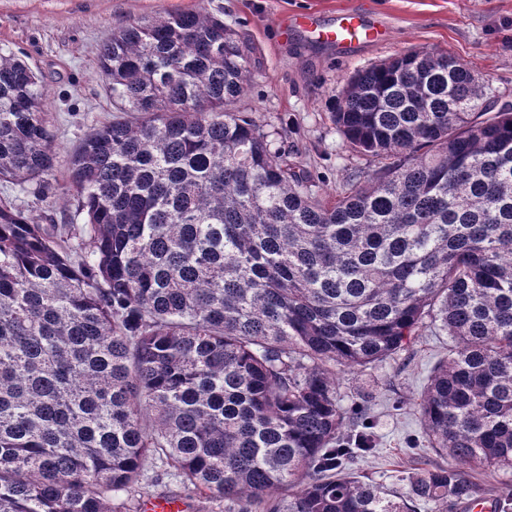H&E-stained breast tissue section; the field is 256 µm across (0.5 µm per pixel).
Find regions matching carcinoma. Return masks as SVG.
I'll list each match as a JSON object with an SVG mask.
<instances>
[{
	"mask_svg": "<svg viewBox=\"0 0 512 512\" xmlns=\"http://www.w3.org/2000/svg\"><path fill=\"white\" fill-rule=\"evenodd\" d=\"M112 111L56 155L38 74L0 54V182L78 198L40 224L0 198V512H129L158 462L220 512H448L512 470V105L452 55L350 76L330 119L377 163L322 193L233 109L255 46L221 14L138 18L97 46ZM425 332L450 464L393 492L347 464L339 373ZM512 476L510 471H496L490 472L483 469H476L471 472V481L477 487L476 498L495 499L497 496V487L500 486L502 480L508 479Z\"/></svg>",
	"mask_w": 512,
	"mask_h": 512,
	"instance_id": "carcinoma-1",
	"label": "carcinoma"
}]
</instances>
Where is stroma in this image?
Here are the masks:
<instances>
[{
  "mask_svg": "<svg viewBox=\"0 0 512 512\" xmlns=\"http://www.w3.org/2000/svg\"><path fill=\"white\" fill-rule=\"evenodd\" d=\"M202 7L222 12L225 24L256 47L255 80L238 109L277 129L325 191L340 189L347 169L360 164L329 119L331 100L359 70L410 50L445 51L512 102V0H0V52L15 54L44 81L54 184L67 186L70 153L113 117L97 44L130 19ZM347 10L383 38L326 43L295 22L307 13L324 25ZM449 344L446 336H422L393 359L340 376L343 406H362L376 435V450L362 467L388 487L402 488L419 469L444 461L426 441L416 400ZM160 497L184 499L187 512L214 508L158 467L147 472L135 505Z\"/></svg>",
  "mask_w": 512,
  "mask_h": 512,
  "instance_id": "stroma-1",
  "label": "stroma"
}]
</instances>
